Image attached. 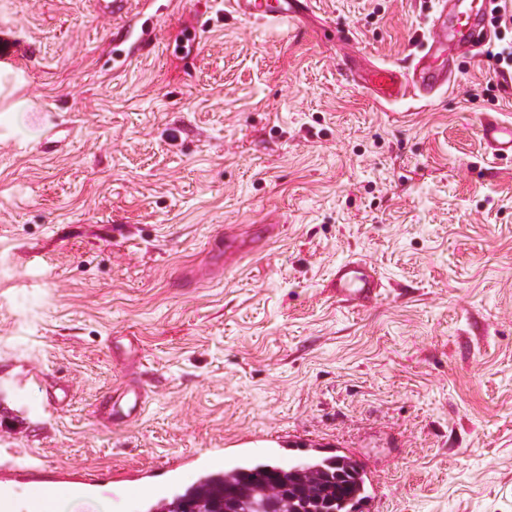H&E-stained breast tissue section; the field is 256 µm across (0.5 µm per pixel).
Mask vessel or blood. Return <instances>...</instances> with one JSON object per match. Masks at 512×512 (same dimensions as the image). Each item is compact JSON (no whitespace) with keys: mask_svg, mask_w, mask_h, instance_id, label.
<instances>
[{"mask_svg":"<svg viewBox=\"0 0 512 512\" xmlns=\"http://www.w3.org/2000/svg\"><path fill=\"white\" fill-rule=\"evenodd\" d=\"M494 0H444L433 21V34L425 42L422 55L412 74H404L387 66H377L365 83L376 98L395 101L405 96L408 87L425 90L443 88L448 78L438 59L445 50L469 49L473 39L484 28ZM227 8L246 19L264 24L295 21L307 11L310 0H226ZM479 138L492 158L512 157V120L485 118L479 128ZM330 286L338 302L359 305L377 296L380 279L360 260H348L337 265ZM147 391L141 385H129L116 397L103 404L99 418L113 423L140 413L145 406ZM75 485L58 482L46 485L33 481L22 492L9 486L0 487V512H13L16 498H24L26 512H55L56 501L75 492Z\"/></svg>","mask_w":512,"mask_h":512,"instance_id":"b4317fda","label":"vessel or blood"}]
</instances>
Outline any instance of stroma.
Returning a JSON list of instances; mask_svg holds the SVG:
<instances>
[{"label":"stroma","mask_w":512,"mask_h":512,"mask_svg":"<svg viewBox=\"0 0 512 512\" xmlns=\"http://www.w3.org/2000/svg\"><path fill=\"white\" fill-rule=\"evenodd\" d=\"M435 6L312 0L263 26L129 0L136 45L91 0H0L40 124L0 140V484L168 494L273 437L283 463L356 460L364 512H512V158L477 136L512 119V72L458 52L447 87L395 103L355 82L412 71ZM351 257L383 284L364 308L329 288ZM134 379L144 411L101 424Z\"/></svg>","instance_id":"stroma-1"}]
</instances>
